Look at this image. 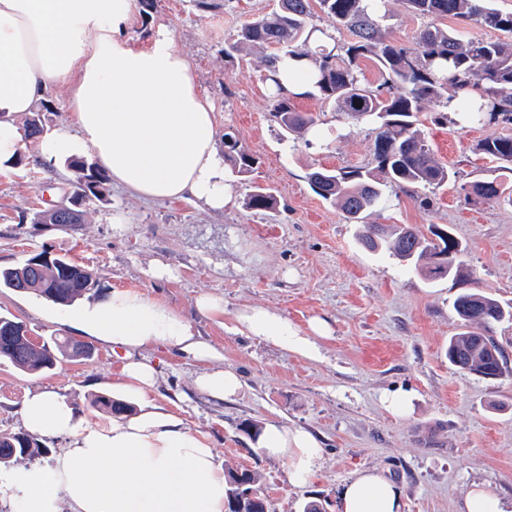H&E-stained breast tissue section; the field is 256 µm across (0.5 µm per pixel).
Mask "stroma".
Instances as JSON below:
<instances>
[{
    "mask_svg": "<svg viewBox=\"0 0 512 512\" xmlns=\"http://www.w3.org/2000/svg\"><path fill=\"white\" fill-rule=\"evenodd\" d=\"M217 2L208 9L194 0H157L151 15L136 13L129 34L137 40L160 25L171 30L213 102L218 132H234L256 157L245 177H228L231 205L215 211L196 199L148 201L114 186L85 223L34 224L33 212L62 202L72 186L67 164L46 161L39 140L30 139L24 162L0 170V268L45 251L94 273L90 299L138 289L189 319L239 374L241 387L233 397L213 399L195 385L205 363L172 347L148 348L139 357L158 371L151 398L207 436L225 467L256 472L269 512H304L312 502L338 512L346 481L361 469L377 470L401 489L403 512H464L476 484L496 494L502 512H512V374L483 378L457 369L446 355L449 339L462 330L453 309L459 294L512 303V205L468 201L463 191L477 176L495 175L477 144L512 132V125L490 118L465 123L455 113L439 123L432 103L421 112L430 150L455 176L436 189L387 191L385 207L368 220L453 230L467 247V280H426L389 254L365 250L357 225L307 180L320 167L370 164L372 126L298 97L296 108L313 114L329 136L282 138L270 116L267 50L232 63L222 53L225 40L277 0ZM387 14L390 38L406 45L434 23L411 13L405 0H388ZM256 186L275 195V209L246 207ZM202 296L219 299L223 314L201 315ZM249 307L275 312L312 336L317 355L238 333L237 317ZM65 312L38 295L0 288V314L22 321L38 339L75 337ZM316 319L326 323V335H312ZM93 347L92 360L64 358L37 373L1 361L0 434L22 431L18 409L43 386L79 415L101 417L92 402L112 394L122 362L109 345ZM392 397L405 398L404 414L389 409ZM270 421L318 438L322 457L305 485L289 484L283 462L257 448L245 430Z\"/></svg>",
    "mask_w": 512,
    "mask_h": 512,
    "instance_id": "35a3bbf8",
    "label": "stroma"
}]
</instances>
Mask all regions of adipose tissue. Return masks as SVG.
Listing matches in <instances>:
<instances>
[{
  "instance_id": "ef3b65f1",
  "label": "adipose tissue",
  "mask_w": 512,
  "mask_h": 512,
  "mask_svg": "<svg viewBox=\"0 0 512 512\" xmlns=\"http://www.w3.org/2000/svg\"><path fill=\"white\" fill-rule=\"evenodd\" d=\"M137 2L0 0V167L14 164L25 146L15 119L63 83L70 120L44 138L47 160L87 154L114 185L139 198L191 197L223 210L231 196L212 102L167 28L130 37ZM65 320L123 351L117 389L136 409L89 421L54 390L33 392L19 410L26 432L64 438L67 447L48 464L0 475V497L14 512H226L224 466L204 436L149 400L156 370L135 354L174 346L209 362L196 384L217 400L237 394L239 375L220 365L214 346L180 313L136 289H113ZM238 322L282 349L317 351L310 337L267 310L248 309ZM258 442L285 463L294 485L308 482L321 456L318 440L302 428L269 423ZM339 509L402 512L401 492L381 474L361 470L345 484Z\"/></svg>"
}]
</instances>
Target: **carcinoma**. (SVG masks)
Returning a JSON list of instances; mask_svg holds the SVG:
<instances>
[{
	"label": "carcinoma",
	"mask_w": 512,
	"mask_h": 512,
	"mask_svg": "<svg viewBox=\"0 0 512 512\" xmlns=\"http://www.w3.org/2000/svg\"><path fill=\"white\" fill-rule=\"evenodd\" d=\"M410 11L432 18H462L474 21L490 32L508 39H464L448 28L427 26L415 36L411 46L397 44L388 36L386 0H279L277 10L244 23L236 37L224 42L223 54L231 62L243 49L274 46L278 53L266 60V81L271 116L285 135L298 139L314 132V118L296 110L292 98L282 93L277 64L285 58L307 61L301 70H288V79L305 82V95L345 113L357 122L368 123L376 131L373 163L367 166L320 168L308 174L314 192L326 201L340 205L350 224L360 225L358 238L370 251L388 252L410 270L435 281L466 277L465 247L451 232L430 226L425 235L412 227L392 231L382 224H370L367 216L384 200L388 188L439 187L448 181L446 167L438 163L419 126L425 105L443 108L448 119V103L457 100L455 111L472 123L485 113L512 123V12L493 6V0H405ZM333 23L336 30L350 32L352 40L334 52L325 45L312 51L308 44L318 29L313 26V5ZM373 60L383 77L382 88L372 90L359 80L360 64ZM49 105L26 120L27 136L43 131L44 113ZM496 171L512 174V134L488 138L477 145ZM255 157L239 144L233 133L224 134V165L237 177L249 173ZM74 178L71 201L75 205L69 223L85 222L87 211L108 200L106 175L83 160L70 164ZM512 202V185L498 179L475 180L465 197ZM277 200L262 188L247 195L246 207L272 210ZM35 293L60 305H69L98 287L96 277L66 257L39 253L21 265L0 268V288ZM464 330L448 343V361L480 377L496 378L509 371L500 346L490 335V325L512 319V306L475 292L460 294L453 303ZM478 322L484 332L469 330ZM28 332L27 326L0 315V359L24 372L50 369L57 355L93 358V351L77 349L68 340H44L23 345L13 340ZM42 452L29 434H0V459L34 457Z\"/></svg>",
	"instance_id": "carcinoma-1"
}]
</instances>
